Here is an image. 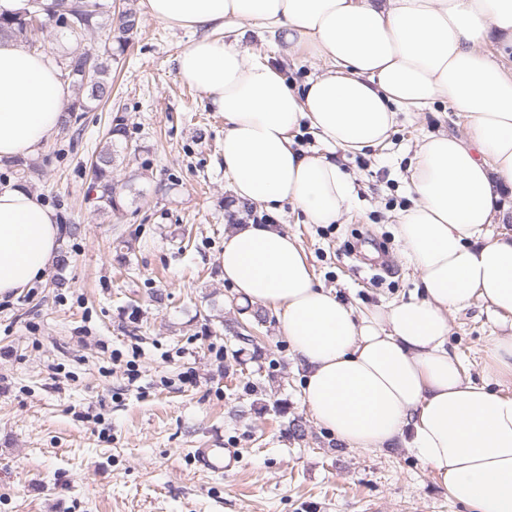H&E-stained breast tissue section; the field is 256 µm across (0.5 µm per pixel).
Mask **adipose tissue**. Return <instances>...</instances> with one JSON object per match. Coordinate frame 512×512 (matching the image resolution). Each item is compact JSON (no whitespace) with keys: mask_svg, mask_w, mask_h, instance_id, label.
<instances>
[{"mask_svg":"<svg viewBox=\"0 0 512 512\" xmlns=\"http://www.w3.org/2000/svg\"><path fill=\"white\" fill-rule=\"evenodd\" d=\"M196 38L177 58L183 83L224 116V176L239 201L333 224L357 197L337 153L384 146L398 111L440 101L467 136L424 135L405 182L414 203L393 230L418 273L409 299L356 312L316 280L299 239L268 224L225 237L224 278L272 309L308 368L303 402L349 448L401 440L472 512H512V395L467 378L448 348V313L481 301L512 318V233L493 234L512 189V0H141ZM266 31L322 63L305 86L245 45ZM495 42L494 53L481 51ZM69 90L43 55L0 39V161L36 156ZM308 130L317 148L296 140ZM54 211L26 186L0 185V298L54 263Z\"/></svg>","mask_w":512,"mask_h":512,"instance_id":"1","label":"adipose tissue"}]
</instances>
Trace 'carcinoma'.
Returning a JSON list of instances; mask_svg holds the SVG:
<instances>
[{"instance_id": "carcinoma-1", "label": "carcinoma", "mask_w": 512, "mask_h": 512, "mask_svg": "<svg viewBox=\"0 0 512 512\" xmlns=\"http://www.w3.org/2000/svg\"><path fill=\"white\" fill-rule=\"evenodd\" d=\"M49 22L57 23L56 16L72 14L77 24L76 34L102 36L97 49L78 47L69 52L60 62L63 79L70 82L75 90V97L64 108V119L59 131L66 132L69 144L75 146L79 142L80 129L73 128L74 112H90L100 104L112 91V42L119 47L126 46L137 32V13L125 7L114 13L105 8L98 0H54L53 5L40 8ZM33 19L25 11L5 15L0 14V36H8L19 43L33 45ZM106 144L95 154V162L88 168L90 191L95 193L97 209L106 214L117 215L125 207V188L112 182V166L115 162L114 144L119 139L128 138V124L123 115H116L105 132ZM16 182L24 185L29 182L32 174L37 172L35 162L29 158H17L8 162ZM250 409L262 414L272 412L285 418L288 416V400L268 402L262 398L254 400Z\"/></svg>"}]
</instances>
